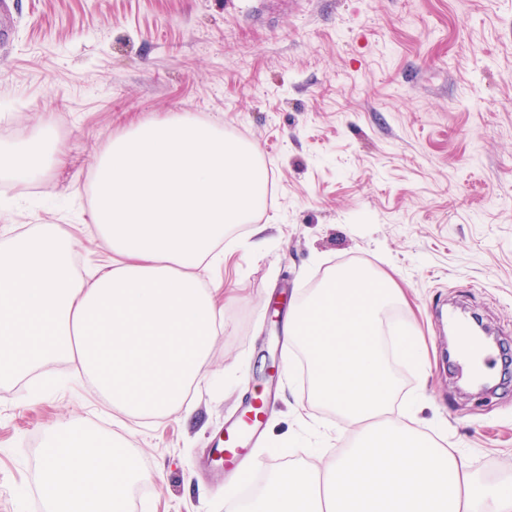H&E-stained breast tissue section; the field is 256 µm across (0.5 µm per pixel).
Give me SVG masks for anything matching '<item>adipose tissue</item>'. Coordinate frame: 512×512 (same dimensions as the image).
Listing matches in <instances>:
<instances>
[{
    "label": "adipose tissue",
    "mask_w": 512,
    "mask_h": 512,
    "mask_svg": "<svg viewBox=\"0 0 512 512\" xmlns=\"http://www.w3.org/2000/svg\"><path fill=\"white\" fill-rule=\"evenodd\" d=\"M57 161L44 131L0 151V178L38 182ZM267 184L253 148L188 115L114 137L93 194L110 264L77 274L55 224L0 244V378L62 357L121 413L188 408L224 321L221 286L199 270L223 259L226 229L262 208ZM40 473L44 512H126L129 486L146 478L128 450L71 424L49 432Z\"/></svg>",
    "instance_id": "ef3b65f1"
}]
</instances>
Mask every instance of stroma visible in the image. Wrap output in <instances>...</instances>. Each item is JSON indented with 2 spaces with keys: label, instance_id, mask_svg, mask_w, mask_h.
<instances>
[{
  "label": "stroma",
  "instance_id": "35a3bbf8",
  "mask_svg": "<svg viewBox=\"0 0 512 512\" xmlns=\"http://www.w3.org/2000/svg\"><path fill=\"white\" fill-rule=\"evenodd\" d=\"M1 21L0 147L48 129L61 161L31 185L0 180V225H59L75 269L107 261L92 219L101 152L131 125L187 112L254 146L270 185L228 261L236 289L191 414L127 418L57 360L0 382V512H44L48 426L101 430L149 474L127 512H233L214 438L247 397L270 398L245 450L258 480L347 445L335 412L289 374L285 308L333 269L391 275L387 311L422 336L423 363H393L395 409L458 448L479 480L512 474V0H8ZM459 305L499 345L494 390L465 386L441 311Z\"/></svg>",
  "mask_w": 512,
  "mask_h": 512
}]
</instances>
